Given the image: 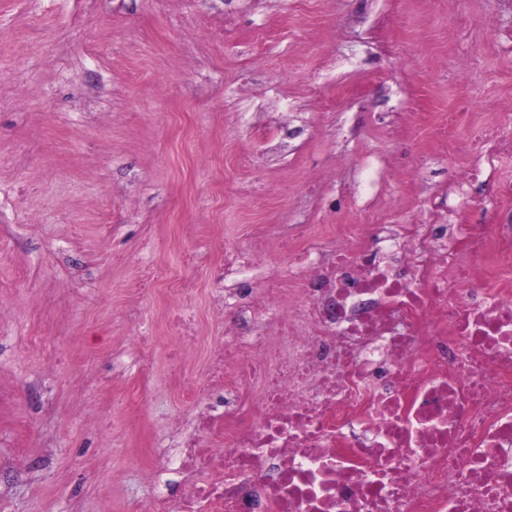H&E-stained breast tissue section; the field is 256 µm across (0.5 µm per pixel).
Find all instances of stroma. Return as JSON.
<instances>
[{"mask_svg": "<svg viewBox=\"0 0 512 512\" xmlns=\"http://www.w3.org/2000/svg\"><path fill=\"white\" fill-rule=\"evenodd\" d=\"M464 112L512 113V0H0V512L178 494L150 467L190 410L138 336L229 334L225 247L429 223ZM172 324L179 332L178 345L173 349L174 366H180L177 360L183 355L184 349L190 350L199 340V325L194 313L189 308L173 312L170 316Z\"/></svg>", "mask_w": 512, "mask_h": 512, "instance_id": "35a3bbf8", "label": "stroma"}]
</instances>
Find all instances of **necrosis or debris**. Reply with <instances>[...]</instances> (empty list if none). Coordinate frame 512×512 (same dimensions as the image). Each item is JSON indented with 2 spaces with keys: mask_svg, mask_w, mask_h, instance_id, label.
I'll list each match as a JSON object with an SVG mask.
<instances>
[{
  "mask_svg": "<svg viewBox=\"0 0 512 512\" xmlns=\"http://www.w3.org/2000/svg\"><path fill=\"white\" fill-rule=\"evenodd\" d=\"M467 190L512 134L455 140ZM495 224H358L263 278L252 328L205 349L191 432L158 454L183 474L148 512H512V181Z\"/></svg>",
  "mask_w": 512,
  "mask_h": 512,
  "instance_id": "necrosis-or-debris-1",
  "label": "necrosis or debris"
}]
</instances>
